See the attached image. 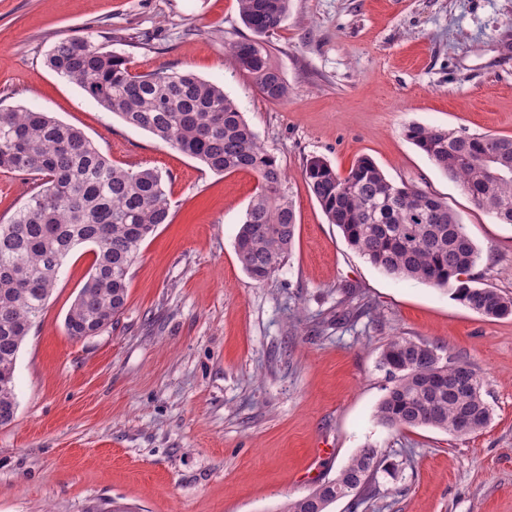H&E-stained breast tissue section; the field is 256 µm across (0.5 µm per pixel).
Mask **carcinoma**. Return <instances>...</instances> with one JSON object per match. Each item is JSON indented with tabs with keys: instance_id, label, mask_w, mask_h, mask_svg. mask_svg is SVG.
<instances>
[{
	"instance_id": "obj_1",
	"label": "carcinoma",
	"mask_w": 512,
	"mask_h": 512,
	"mask_svg": "<svg viewBox=\"0 0 512 512\" xmlns=\"http://www.w3.org/2000/svg\"><path fill=\"white\" fill-rule=\"evenodd\" d=\"M289 2L238 0L254 38L233 46L234 60L273 102L288 98L289 88L263 37L280 26ZM46 63L128 126L210 170L254 172L259 187L236 235V256L258 282L279 271L297 228L293 201L283 188L286 175L223 86L167 68L134 73L123 55L94 44L89 34L58 39ZM405 136L475 206L512 224V137L420 124L406 127ZM0 170L37 180L24 206L0 224V426H7L14 420L19 350L46 309L67 257L91 246L90 273L65 328L73 338L94 336L124 310L140 247L159 225L170 223L171 205L158 171L112 164L80 128L47 112L0 111ZM492 171L498 177H490ZM302 174L328 223L373 266L397 279L448 290L486 317L512 315L511 296L476 285L472 270L480 252L447 202L415 183L388 179L368 156L344 176L312 156ZM379 364L387 378L376 407L383 425L466 436L490 422L484 379L470 365L449 360L441 347L395 336L384 345ZM381 464L377 448H361L336 478L289 500L282 512H326L340 492L363 500L374 492Z\"/></svg>"
}]
</instances>
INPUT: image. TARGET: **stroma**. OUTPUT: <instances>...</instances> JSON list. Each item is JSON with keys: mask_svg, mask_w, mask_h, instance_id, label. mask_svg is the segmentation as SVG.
<instances>
[{"mask_svg": "<svg viewBox=\"0 0 512 512\" xmlns=\"http://www.w3.org/2000/svg\"><path fill=\"white\" fill-rule=\"evenodd\" d=\"M92 33L133 71L220 83L285 171L291 255L265 283L235 253L258 178L217 174L127 126L46 64L64 35ZM252 33L237 0H0V110L79 127L112 163L154 168L171 221L140 248L118 321L74 339L65 317L93 254L67 258L15 368L17 412L0 427V512H280L334 479L363 445L386 468L375 494L330 512H512V316L378 270L327 221L302 168L340 174L368 156L456 212L481 252V286L512 296V225L477 209L404 135L412 123L512 137V0H291L266 39L290 90L263 97L230 50ZM374 318L340 321L346 292ZM444 348L485 380L482 431L382 425L384 345ZM325 456H317V449Z\"/></svg>", "mask_w": 512, "mask_h": 512, "instance_id": "35a3bbf8", "label": "stroma"}]
</instances>
